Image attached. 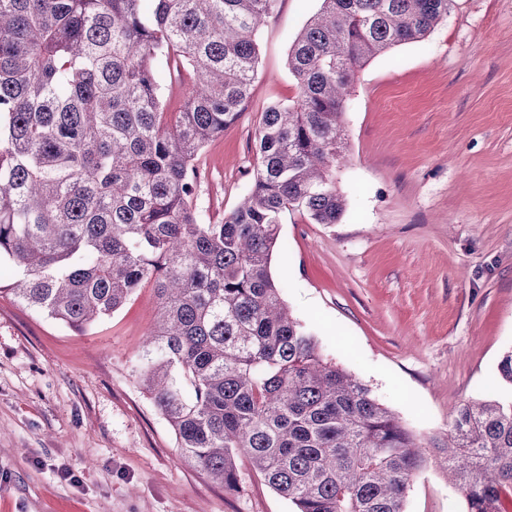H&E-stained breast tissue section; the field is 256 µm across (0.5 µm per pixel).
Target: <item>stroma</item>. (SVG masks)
Returning a JSON list of instances; mask_svg holds the SVG:
<instances>
[{"instance_id":"stroma-1","label":"stroma","mask_w":512,"mask_h":512,"mask_svg":"<svg viewBox=\"0 0 512 512\" xmlns=\"http://www.w3.org/2000/svg\"><path fill=\"white\" fill-rule=\"evenodd\" d=\"M320 0H277L236 122L197 159L210 223L239 204L262 112L295 100L296 35ZM334 224L280 226L271 270L323 353L366 383L419 439L447 433L461 404L512 390L495 377L512 349V0H457L421 41L355 76ZM145 285L74 332L0 296V512H292L249 466L229 493L179 458L140 388L136 356L154 323ZM409 512H466L436 465Z\"/></svg>"}]
</instances>
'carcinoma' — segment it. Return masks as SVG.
<instances>
[{"label":"carcinoma","mask_w":512,"mask_h":512,"mask_svg":"<svg viewBox=\"0 0 512 512\" xmlns=\"http://www.w3.org/2000/svg\"><path fill=\"white\" fill-rule=\"evenodd\" d=\"M275 2L0 0V294L84 332L152 285L140 386L181 459L229 493L244 457L293 512H408L436 463L466 512H503L512 399L467 401L422 442L323 356L271 274L286 214L343 215L333 173L355 71L456 0H320L288 53L298 95L262 113L250 184L209 224L194 161L249 98ZM496 374L512 388V350Z\"/></svg>","instance_id":"obj_1"}]
</instances>
